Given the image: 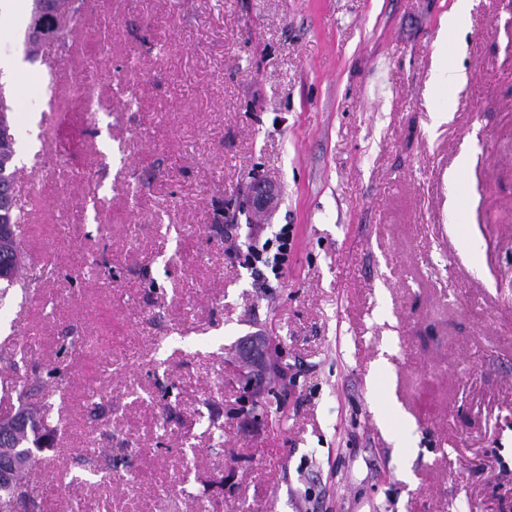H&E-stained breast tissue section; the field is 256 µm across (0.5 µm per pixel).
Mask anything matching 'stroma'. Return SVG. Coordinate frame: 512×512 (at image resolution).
Here are the masks:
<instances>
[{"label":"stroma","mask_w":512,"mask_h":512,"mask_svg":"<svg viewBox=\"0 0 512 512\" xmlns=\"http://www.w3.org/2000/svg\"><path fill=\"white\" fill-rule=\"evenodd\" d=\"M454 3L95 0L17 76L0 368L60 369L42 512H512V0L445 51ZM281 224L265 290L236 251ZM3 213L4 221H0V268L7 269L4 274L8 277L5 287H0V301L6 296L10 287L20 282V268L22 254L19 244L16 240L14 228L16 227L17 215L19 213L27 215L23 205H17L14 186L2 188L0 185V215Z\"/></svg>","instance_id":"obj_1"}]
</instances>
